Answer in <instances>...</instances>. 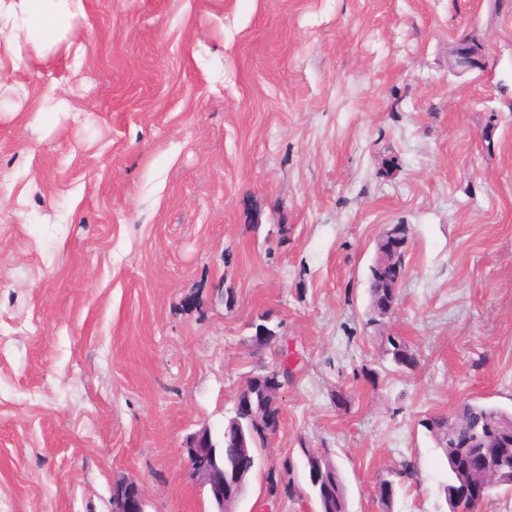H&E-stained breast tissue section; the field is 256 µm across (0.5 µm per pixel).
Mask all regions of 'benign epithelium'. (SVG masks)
<instances>
[{"mask_svg": "<svg viewBox=\"0 0 512 512\" xmlns=\"http://www.w3.org/2000/svg\"><path fill=\"white\" fill-rule=\"evenodd\" d=\"M382 256L379 262L388 270V277L393 287H398L406 275L404 254L406 242L402 240L396 225L383 231L379 238ZM263 391L267 396V404L261 408H253L251 397L240 393L235 404L236 414H247L255 417L265 426L268 438H273L280 426L281 409L279 395L284 383L275 375L268 374L261 378ZM184 451L187 456L189 476L205 489L210 502L215 507L213 512H226V505L243 492L242 479L252 473L258 458L249 449L241 448L236 463V477L233 482L234 491L224 494V462L213 447V440L208 428L204 427L188 435L185 439ZM318 469L308 475L310 485L315 489L314 495L323 502H332V487L328 474L336 471L335 461L329 452L319 451ZM458 473L455 485L448 489V502L452 512H473L491 494L505 485L512 484V464L496 466L485 458H479L466 452L451 459ZM398 481L393 473L381 477L376 486L379 502H391ZM111 512H144L143 490L140 483L128 479L119 484L113 493Z\"/></svg>", "mask_w": 512, "mask_h": 512, "instance_id": "1", "label": "benign epithelium"}]
</instances>
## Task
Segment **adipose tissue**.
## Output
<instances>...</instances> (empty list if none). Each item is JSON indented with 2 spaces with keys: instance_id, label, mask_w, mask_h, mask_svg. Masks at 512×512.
<instances>
[{
  "instance_id": "adipose-tissue-1",
  "label": "adipose tissue",
  "mask_w": 512,
  "mask_h": 512,
  "mask_svg": "<svg viewBox=\"0 0 512 512\" xmlns=\"http://www.w3.org/2000/svg\"><path fill=\"white\" fill-rule=\"evenodd\" d=\"M82 13L83 0H0V78L40 67L59 51L80 70L86 50L73 22Z\"/></svg>"
}]
</instances>
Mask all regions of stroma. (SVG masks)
I'll return each instance as SVG.
<instances>
[{
  "label": "stroma",
  "mask_w": 512,
  "mask_h": 512,
  "mask_svg": "<svg viewBox=\"0 0 512 512\" xmlns=\"http://www.w3.org/2000/svg\"><path fill=\"white\" fill-rule=\"evenodd\" d=\"M74 35L80 73L59 52L0 83V512H111L131 478L146 512H211L185 438L222 437L283 349L238 512H316L305 447L349 512H439L423 420L512 411V0H83ZM472 41L480 68L452 72ZM49 92L77 113L32 116ZM391 224L406 276L376 321ZM289 457L294 494L269 496ZM384 353L390 357L393 365L399 370H406L397 363V360L401 357L409 358L413 364V369L420 363L418 356L413 353L398 336L386 337ZM261 383L263 391L267 396V404L254 410L250 395L241 392L235 404V414L236 416L241 414L254 416L266 427L265 433H267L269 439H272L280 426L281 409L279 406V395L284 388V383L272 374L262 377ZM243 427L248 435L249 448H254L257 452L266 448L269 440L260 429L255 428L249 432V426L246 423L243 424ZM458 410L467 412L472 417H485L497 422H512L511 411L488 404L467 401Z\"/></svg>",
  "instance_id": "1"
}]
</instances>
